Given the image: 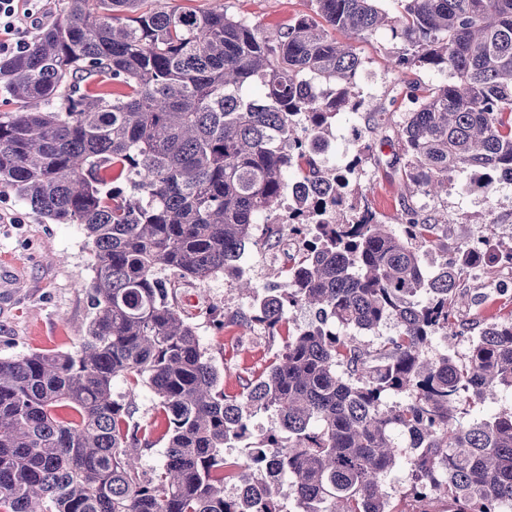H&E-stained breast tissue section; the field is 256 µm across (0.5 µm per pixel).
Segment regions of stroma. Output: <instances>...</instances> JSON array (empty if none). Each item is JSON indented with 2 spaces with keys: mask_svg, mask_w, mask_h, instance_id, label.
<instances>
[{
  "mask_svg": "<svg viewBox=\"0 0 512 512\" xmlns=\"http://www.w3.org/2000/svg\"><path fill=\"white\" fill-rule=\"evenodd\" d=\"M224 8L250 24L269 26L311 14L313 5L311 0H224ZM395 46L387 32L357 43L363 61L358 88L364 96L385 102L400 96L408 83L447 81V74L424 69L395 71L391 65ZM380 138L361 112L339 116L331 142L337 154L349 157L368 144L381 147L385 163L397 148L381 145ZM360 183L362 206L387 223L406 201L429 223L442 212L455 214V223L445 229L440 246L434 250L437 257L451 256L457 245L480 233L491 236L495 243L512 246V188L487 199L460 176L447 196L429 199L406 194L399 174L371 163L366 165ZM91 249L78 225L43 217L26 205L13 187L0 184V283L6 288L0 299V359L79 350L93 316L88 288L93 276ZM247 250V277L261 286L283 281L288 253L282 246L270 245L265 230L254 231ZM181 300L193 315L201 345L224 371L225 392H237L241 378L263 372L283 347L280 336L234 325L220 331L211 324L204 307L217 305L233 313L249 306L248 298L223 277L183 288ZM113 395L129 407L135 421L146 424L155 419L158 400L148 384L142 382L132 389L119 380Z\"/></svg>",
  "mask_w": 512,
  "mask_h": 512,
  "instance_id": "stroma-1",
  "label": "stroma"
}]
</instances>
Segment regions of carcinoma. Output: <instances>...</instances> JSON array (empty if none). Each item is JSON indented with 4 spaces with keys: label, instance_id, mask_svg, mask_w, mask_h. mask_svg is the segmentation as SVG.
<instances>
[{
    "label": "carcinoma",
    "instance_id": "1",
    "mask_svg": "<svg viewBox=\"0 0 512 512\" xmlns=\"http://www.w3.org/2000/svg\"><path fill=\"white\" fill-rule=\"evenodd\" d=\"M313 13L259 28L224 7L167 0H63L53 24L0 58V183L40 215L92 241L93 317L75 353L0 359L3 512H394L383 477L406 462L421 500L448 512H512V411L465 421L459 406L512 393V315L478 324L467 357L432 353L460 336V268L498 252L484 236L428 270L437 224L405 204L396 224L349 199L362 162L327 167L329 129L362 110L382 128L401 109L361 97L354 43L388 27L395 70L435 68L413 83L396 137L403 184L436 195L455 176L491 197L512 178V0H312ZM341 34V41L336 34ZM332 100L303 93L307 80ZM64 110L54 109L56 100ZM126 172L130 189L107 170ZM291 181L314 189L285 223L312 238L279 286L255 285L236 262ZM179 280L165 282L158 270ZM252 301L246 329L285 328L268 370L224 393V374L180 304V288L218 275ZM314 319L291 328L285 315ZM391 323L374 350L355 334ZM118 378L147 382L167 439L142 469L151 428L113 398ZM66 410L61 415L60 410ZM276 422L255 433L252 417ZM249 441L245 458L224 448ZM257 483L244 498L224 483Z\"/></svg>",
    "mask_w": 512,
    "mask_h": 512
}]
</instances>
